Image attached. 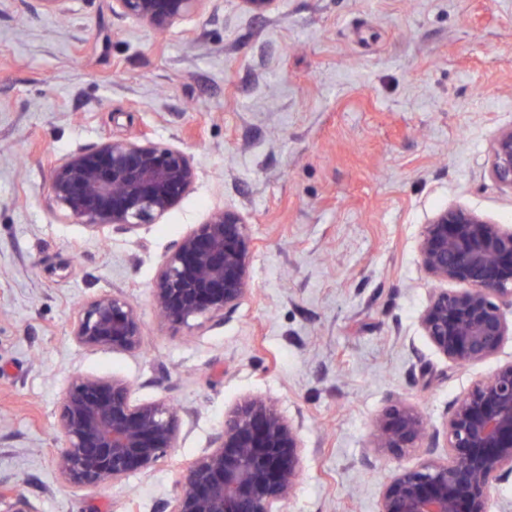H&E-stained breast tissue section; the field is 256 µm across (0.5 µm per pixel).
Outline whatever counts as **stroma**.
Masks as SVG:
<instances>
[{
  "instance_id": "1",
  "label": "stroma",
  "mask_w": 512,
  "mask_h": 512,
  "mask_svg": "<svg viewBox=\"0 0 512 512\" xmlns=\"http://www.w3.org/2000/svg\"><path fill=\"white\" fill-rule=\"evenodd\" d=\"M512 125V0H205L157 34L112 0H0V499L37 512H160L247 396L300 428L280 512H378L413 448L372 447L393 400L443 428L448 407L512 361L468 366L419 317L435 283L418 242L462 205L512 225L491 145ZM148 135L183 147L194 187L159 221L94 234L62 219L55 158ZM245 214L252 290L191 337L159 322L152 283L213 210ZM126 295L137 350L86 349L76 313ZM78 374L120 377L138 403L180 408L177 439L121 484L77 488L55 468L58 410Z\"/></svg>"
}]
</instances>
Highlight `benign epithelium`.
<instances>
[{
  "label": "benign epithelium",
  "instance_id": "obj_1",
  "mask_svg": "<svg viewBox=\"0 0 512 512\" xmlns=\"http://www.w3.org/2000/svg\"><path fill=\"white\" fill-rule=\"evenodd\" d=\"M204 0H112V10L154 31L192 19ZM490 174L512 191V126L499 130ZM192 156L146 136L105 141L57 158L50 192L62 216L95 232H130L162 218L194 185ZM425 272L441 287L420 315L424 336L452 362L495 357L512 323V225L446 207L418 243ZM252 241L244 214L217 209L175 245L152 299L164 322L190 334L194 321L224 319L251 290ZM465 285L450 291L442 284ZM143 324L131 301L102 295L75 316L71 333L88 349L132 351ZM179 413L164 402L136 403L121 378H73L59 408L57 467L73 487L118 484L175 447ZM373 447L391 455L423 448L414 468L385 484L379 512H488L492 488L512 477V362L476 381L449 407L443 429H428L412 407L395 404L376 419ZM446 458H434L439 444ZM299 429L275 405L247 397L224 413L210 449L182 474L163 512H279L300 472Z\"/></svg>",
  "mask_w": 512,
  "mask_h": 512
}]
</instances>
